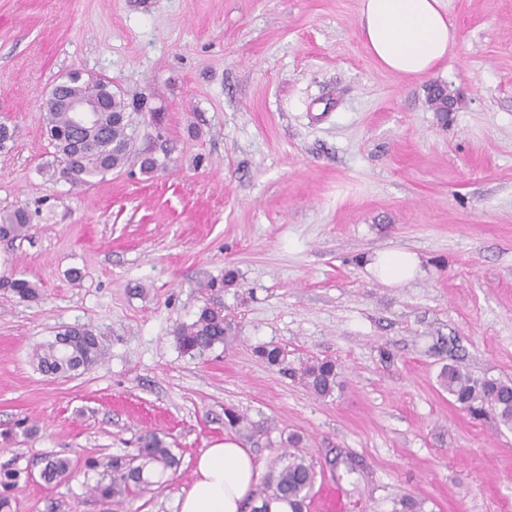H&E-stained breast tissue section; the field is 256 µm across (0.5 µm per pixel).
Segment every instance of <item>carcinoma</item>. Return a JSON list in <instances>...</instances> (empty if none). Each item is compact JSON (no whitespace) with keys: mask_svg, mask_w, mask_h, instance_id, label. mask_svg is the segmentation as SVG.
Returning <instances> with one entry per match:
<instances>
[{"mask_svg":"<svg viewBox=\"0 0 512 512\" xmlns=\"http://www.w3.org/2000/svg\"><path fill=\"white\" fill-rule=\"evenodd\" d=\"M63 90L73 97H92L106 107L95 113L94 126L81 145L73 137V115L55 105L44 107L43 120L56 150L61 177L74 185L92 183V179L121 169L129 161L133 136L129 104L112 91V82L104 78H83L77 72L63 77ZM25 213L15 211L0 216V238H17L28 231ZM11 291L21 300L39 296L36 283L25 277L8 281ZM228 325L219 308L204 307L196 319L179 326L176 341L185 353L201 354L222 344L228 337ZM103 356L100 334L88 325L71 326L58 332L54 339L37 345L31 354L36 369L46 376L69 377L96 364ZM307 384L314 395L326 397L337 385L336 365L318 361L305 372ZM441 386L454 402L471 414L491 419L495 424L512 426V383L486 376H475L458 365H450L440 375ZM281 467L264 480L261 490L249 502L250 512H269L273 501L288 503L291 512H305L307 500L316 480L315 466L299 452L280 457ZM180 459L154 433L141 438L137 454L130 458H90L86 470L98 475L89 487L94 496L114 502L124 498L130 489L147 487L153 478L179 466ZM71 461L60 456H47L40 479L47 484L69 477ZM20 471L0 468V512H11L9 491L18 485Z\"/></svg>","mask_w":512,"mask_h":512,"instance_id":"obj_1","label":"carcinoma"}]
</instances>
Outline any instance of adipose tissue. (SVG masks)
I'll return each mask as SVG.
<instances>
[{
  "label": "adipose tissue",
  "instance_id": "obj_1",
  "mask_svg": "<svg viewBox=\"0 0 512 512\" xmlns=\"http://www.w3.org/2000/svg\"><path fill=\"white\" fill-rule=\"evenodd\" d=\"M361 33L370 54L385 70L418 77L443 64L455 45V29L442 0H361ZM370 269L384 282L400 285L419 272L408 251L377 253ZM257 466L248 449L231 437L197 458L194 479L184 489L180 512H241L252 490Z\"/></svg>",
  "mask_w": 512,
  "mask_h": 512
}]
</instances>
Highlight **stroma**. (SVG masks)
Returning a JSON list of instances; mask_svg holds the SVG:
<instances>
[{"label": "stroma", "mask_w": 512, "mask_h": 512, "mask_svg": "<svg viewBox=\"0 0 512 512\" xmlns=\"http://www.w3.org/2000/svg\"><path fill=\"white\" fill-rule=\"evenodd\" d=\"M456 30L445 66L383 70L360 0H0V465L23 476L12 512H179L197 457L227 437L259 477L289 434L346 512H512V429L476 418L438 380L459 365L512 381V0H442ZM79 70L112 82L135 148L157 158L74 185L54 173L46 92ZM456 104L440 119L427 88ZM406 250L419 275L369 269ZM82 273L69 278L70 270ZM235 283L223 287L226 273ZM223 307L228 341L183 353L174 332ZM75 324L104 355L53 379L34 345ZM280 347L281 364L259 357ZM334 361L321 398L304 370ZM270 426L235 434L226 412ZM154 432L180 459L116 505L91 495L90 457L135 454ZM73 471L44 483V456ZM28 219L24 212L15 211L0 216V238H17L28 231ZM369 268L384 282L400 285L412 280L419 272L420 260L408 251L377 253L368 263Z\"/></svg>", "instance_id": "1"}]
</instances>
